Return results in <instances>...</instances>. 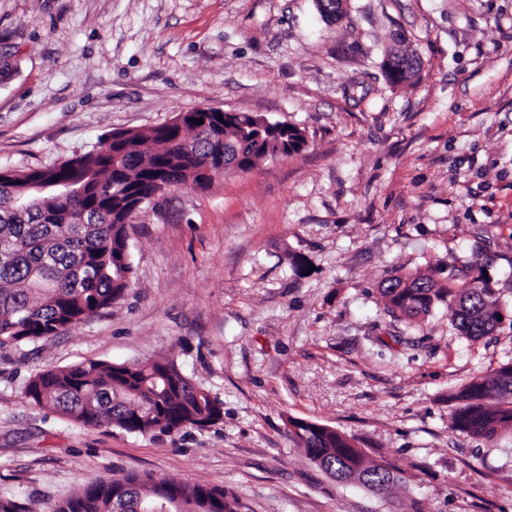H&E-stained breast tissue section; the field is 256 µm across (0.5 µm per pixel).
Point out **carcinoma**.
Masks as SVG:
<instances>
[{"label": "carcinoma", "instance_id": "carcinoma-1", "mask_svg": "<svg viewBox=\"0 0 512 512\" xmlns=\"http://www.w3.org/2000/svg\"><path fill=\"white\" fill-rule=\"evenodd\" d=\"M382 69L392 86L415 73L399 64ZM103 141L106 150L0 177V346L57 336L124 297L132 280L127 219L134 209L173 186L208 187L198 173L205 161L216 175L232 164L246 171L281 152H301L307 136L296 125L237 112L210 116L205 129L161 125L147 133L115 131ZM38 181L65 183L69 192L47 194L32 208L16 206L26 185ZM378 293L387 312L410 323L443 303L454 305L452 326L471 340L491 333L502 315L491 279L477 267L451 272L444 283L432 272L394 276ZM493 392L499 402L490 409L484 400ZM24 393L34 405L85 426L131 434H173L224 419L223 403L166 358L49 369L31 377ZM448 401L454 403L452 427L463 435L491 441L512 429V361L499 364L489 379L472 377ZM288 424L296 427L292 439L332 477L365 463L373 487L389 489L392 471L396 481L403 479L393 463L367 459L353 437L302 418ZM175 501L182 512L206 502L210 512H240L238 500L220 488L137 473L91 481L53 512H176Z\"/></svg>", "mask_w": 512, "mask_h": 512}]
</instances>
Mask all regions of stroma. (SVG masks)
I'll return each mask as SVG.
<instances>
[{
  "label": "stroma",
  "mask_w": 512,
  "mask_h": 512,
  "mask_svg": "<svg viewBox=\"0 0 512 512\" xmlns=\"http://www.w3.org/2000/svg\"><path fill=\"white\" fill-rule=\"evenodd\" d=\"M420 61L386 83L397 38ZM0 170L213 107L305 128L300 154L172 187L129 231L112 309L0 346V497L52 512L128 472L224 489L241 512H512V431L451 428L450 391L512 360V0H0ZM504 318L469 340L440 306L394 320L379 283L469 265ZM169 357L224 404L173 435L31 405L38 372ZM404 471L385 495L325 474L289 418Z\"/></svg>",
  "instance_id": "stroma-1"
}]
</instances>
